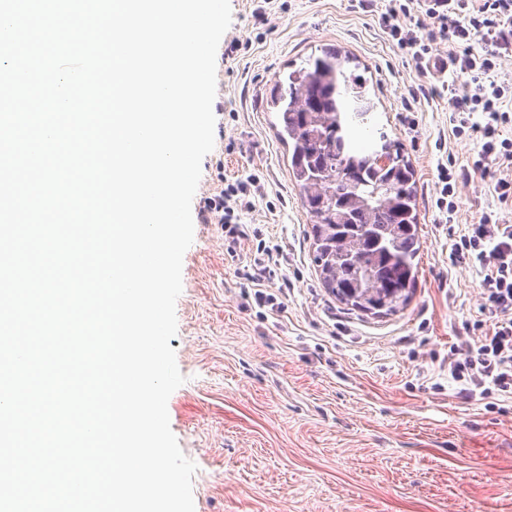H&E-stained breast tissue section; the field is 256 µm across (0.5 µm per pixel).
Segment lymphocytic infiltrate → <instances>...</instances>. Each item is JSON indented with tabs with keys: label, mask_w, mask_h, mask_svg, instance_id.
Returning <instances> with one entry per match:
<instances>
[{
	"label": "lymphocytic infiltrate",
	"mask_w": 512,
	"mask_h": 512,
	"mask_svg": "<svg viewBox=\"0 0 512 512\" xmlns=\"http://www.w3.org/2000/svg\"><path fill=\"white\" fill-rule=\"evenodd\" d=\"M353 13H374L389 41L408 59L417 79L412 102L438 100L450 113L454 138L473 142L465 162L438 163L436 207L448 224L456 263L479 278L482 319L474 336L448 353V379L465 403L512 399V79L503 78L512 58V0H347ZM447 45L440 56L438 45ZM493 175L498 208L485 209L472 224H457L456 188L473 175ZM255 176L222 182L198 212L200 223L220 224L224 249L236 256L240 224L254 203Z\"/></svg>",
	"instance_id": "f902f5d3"
}]
</instances>
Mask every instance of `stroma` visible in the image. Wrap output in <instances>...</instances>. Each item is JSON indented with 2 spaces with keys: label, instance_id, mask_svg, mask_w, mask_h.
Masks as SVG:
<instances>
[{
  "label": "stroma",
  "instance_id": "obj_1",
  "mask_svg": "<svg viewBox=\"0 0 512 512\" xmlns=\"http://www.w3.org/2000/svg\"><path fill=\"white\" fill-rule=\"evenodd\" d=\"M255 25L254 0H230L227 37L251 39L224 71L215 146L202 161L193 207L217 183L258 174L263 199L245 214L238 259L224 229L195 224L176 302V352L185 383L168 400L170 427L197 472L195 512H512V400L464 403L440 365L481 304L472 268L450 261L448 227L432 199L442 151L463 160L448 111L418 105L405 119L415 74L376 16L346 0H283ZM354 55L377 103V123L400 140L419 179L422 251L409 306L374 319L321 288L306 210L270 93L279 75L320 47ZM492 179L459 183L458 221L494 207ZM277 250L258 305L244 271L258 248Z\"/></svg>",
  "mask_w": 512,
  "mask_h": 512
}]
</instances>
